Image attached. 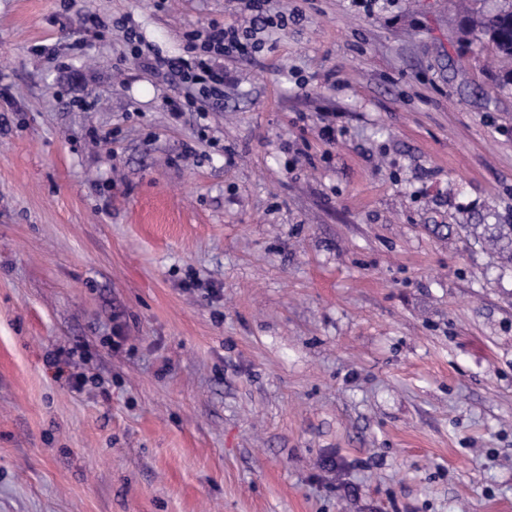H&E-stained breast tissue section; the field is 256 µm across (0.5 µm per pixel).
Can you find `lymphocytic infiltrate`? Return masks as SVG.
Segmentation results:
<instances>
[{
	"label": "lymphocytic infiltrate",
	"mask_w": 512,
	"mask_h": 512,
	"mask_svg": "<svg viewBox=\"0 0 512 512\" xmlns=\"http://www.w3.org/2000/svg\"><path fill=\"white\" fill-rule=\"evenodd\" d=\"M251 17L247 25L233 26L213 19L207 24L205 33H186L187 53L178 57H163L144 54L142 36L129 20H117L131 55L139 59L143 67L154 74L165 76L171 83L184 89L181 97H170L165 106L173 118L183 113H206L207 109L223 103L224 85L229 75L224 70L228 57H250L259 49L251 36L256 27L281 28L287 25L288 17L269 8V0H248Z\"/></svg>",
	"instance_id": "obj_1"
}]
</instances>
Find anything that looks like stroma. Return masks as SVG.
I'll return each mask as SVG.
<instances>
[{
  "instance_id": "obj_1",
  "label": "stroma",
  "mask_w": 512,
  "mask_h": 512,
  "mask_svg": "<svg viewBox=\"0 0 512 512\" xmlns=\"http://www.w3.org/2000/svg\"><path fill=\"white\" fill-rule=\"evenodd\" d=\"M62 3L0 0V512H512L498 0H272L178 120L113 20L246 0ZM483 231L496 243L501 258L512 264V224H486Z\"/></svg>"
}]
</instances>
